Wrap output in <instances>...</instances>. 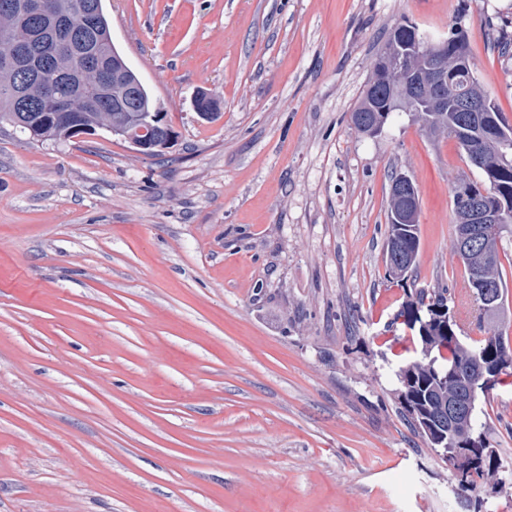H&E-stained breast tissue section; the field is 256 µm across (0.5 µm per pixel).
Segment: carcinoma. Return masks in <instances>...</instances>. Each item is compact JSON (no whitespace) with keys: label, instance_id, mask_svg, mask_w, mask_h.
<instances>
[{"label":"carcinoma","instance_id":"carcinoma-1","mask_svg":"<svg viewBox=\"0 0 512 512\" xmlns=\"http://www.w3.org/2000/svg\"><path fill=\"white\" fill-rule=\"evenodd\" d=\"M39 3V13H31L28 5ZM90 0H0V59L9 52L21 51L22 68L42 70L45 77L56 81L58 95L68 99L71 125L93 129L101 128L126 142L137 137L143 119L156 111L153 97L129 70L123 56L112 42L110 23L98 7L95 21L87 26L77 22L76 35L67 56L43 63L40 46L53 33L52 20L57 17L79 19L84 16ZM418 31L412 25L395 26L386 43L388 50L378 53L369 85L372 91L362 95L352 112V119L365 114L375 123H386L390 115L403 109L397 92V81L391 79L383 65L388 52L401 44L414 41ZM448 44L445 67L448 70V91L445 98L431 103L429 111L419 121L432 133L452 136L464 151L470 165L480 170L482 181H459L455 186L453 207L455 216L462 213L465 200L461 189L485 193L487 205L492 209L512 210V147L504 148L503 139L512 137V125L499 107L482 88L474 75L469 51L462 33L456 29L444 38ZM20 72L0 66V124L6 123L26 134H35L36 141L48 142L71 138L67 126L54 121L41 97L40 84L31 81L22 85L23 105L13 93L19 85ZM463 94L480 97L486 111L466 124L459 121L455 100ZM502 232L491 231L483 237L470 259L464 261L467 277H472L474 266H482L486 277L494 284L498 307L492 317L479 323L483 337L473 343L455 341L448 333L455 332L457 323L440 313L448 305V289L439 288L431 293L408 294L401 303L396 318L414 333L420 346V356L408 361L397 372L400 384L398 398L414 430L430 441L424 420H433L437 407L461 396L465 384L459 379L438 381L435 372L440 367L465 368L481 351L491 347L498 362L506 366L507 378H494L486 387L512 385V346L503 337L494 319L504 315L506 280L500 257ZM400 248L411 254L410 267H403L391 275L403 280L415 266L418 248V224H388L386 248ZM498 450L474 466L467 476V484L457 491L468 493L478 484L492 477L498 466Z\"/></svg>","mask_w":512,"mask_h":512}]
</instances>
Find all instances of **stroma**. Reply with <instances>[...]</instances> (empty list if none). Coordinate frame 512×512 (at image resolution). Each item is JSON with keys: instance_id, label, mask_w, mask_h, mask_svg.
<instances>
[{"instance_id": "1", "label": "stroma", "mask_w": 512, "mask_h": 512, "mask_svg": "<svg viewBox=\"0 0 512 512\" xmlns=\"http://www.w3.org/2000/svg\"><path fill=\"white\" fill-rule=\"evenodd\" d=\"M176 138L40 144L0 127V512H466L396 371L407 294L455 289L453 190L481 181L411 113H351L395 25L463 32L512 123V0H103ZM215 121L193 106L198 89ZM419 193L404 280L384 259L392 175ZM512 512V390L480 397Z\"/></svg>"}]
</instances>
